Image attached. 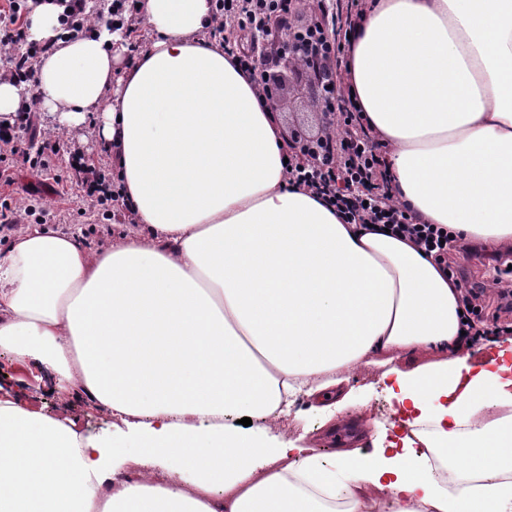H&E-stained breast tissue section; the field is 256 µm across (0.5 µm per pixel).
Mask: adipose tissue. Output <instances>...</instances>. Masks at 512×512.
<instances>
[{
    "instance_id": "adipose-tissue-1",
    "label": "adipose tissue",
    "mask_w": 512,
    "mask_h": 512,
    "mask_svg": "<svg viewBox=\"0 0 512 512\" xmlns=\"http://www.w3.org/2000/svg\"><path fill=\"white\" fill-rule=\"evenodd\" d=\"M138 2L134 58L105 25L67 38L59 0H29L25 22L49 48L38 110L93 123L134 224L95 251L29 227L0 252V354L137 453L0 394V512H512V378L472 371L447 274L288 185L279 119L209 35L215 0ZM345 81L401 203L512 242V0H376ZM369 365L426 451L327 457L272 434L300 395L335 420Z\"/></svg>"
}]
</instances>
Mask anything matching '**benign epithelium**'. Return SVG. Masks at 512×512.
<instances>
[{
    "instance_id": "1",
    "label": "benign epithelium",
    "mask_w": 512,
    "mask_h": 512,
    "mask_svg": "<svg viewBox=\"0 0 512 512\" xmlns=\"http://www.w3.org/2000/svg\"><path fill=\"white\" fill-rule=\"evenodd\" d=\"M298 31L283 39L275 48L272 60L266 66L267 80L270 89L276 94L278 103H283L282 94L288 95V103L298 100L313 107L312 116L318 130L309 131L300 127L290 129V143L307 151L314 148V144L322 140V133L327 123L326 114L321 112L318 104L324 96V89L320 83L318 61L311 66L301 67L297 60L304 53L302 45L297 39Z\"/></svg>"
}]
</instances>
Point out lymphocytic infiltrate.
Segmentation results:
<instances>
[{
	"label": "lymphocytic infiltrate",
	"instance_id": "obj_1",
	"mask_svg": "<svg viewBox=\"0 0 512 512\" xmlns=\"http://www.w3.org/2000/svg\"><path fill=\"white\" fill-rule=\"evenodd\" d=\"M367 0H317L316 16L307 41L321 60L323 78L336 92L324 107L334 126L317 152L288 147L286 175L291 186L317 193L336 207L349 224H380L413 239L448 271L459 288L467 333L485 336L500 331L502 316L512 313V289L505 276L494 279L500 291L490 302L484 287L472 285L458 263L459 256L475 255V246L449 235L443 228L427 224L395 199L387 174L385 147L366 125L361 108L345 82L347 53L356 36ZM25 0H8L0 11V49L7 55L6 73L18 84L30 83L44 47H24L21 23ZM213 36L227 30L261 34L266 38L287 35L293 0H215ZM32 111L20 112L10 133L0 132V184L14 185V171L21 166L49 169L52 160L68 158L72 176L82 192L101 206L107 219L132 223V212L109 155L90 158L69 155L64 133L45 131L38 151H30L27 136L33 128Z\"/></svg>",
	"mask_w": 512,
	"mask_h": 512
}]
</instances>
